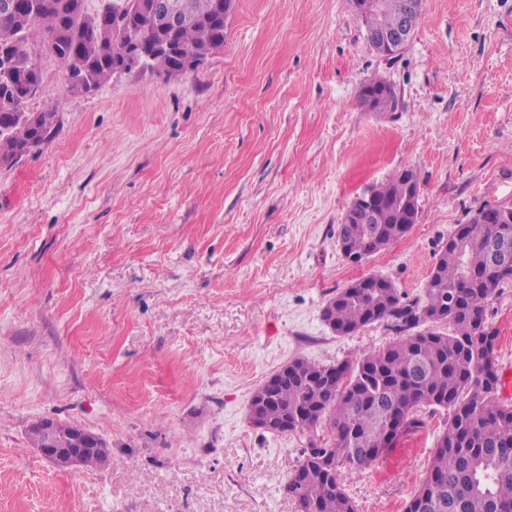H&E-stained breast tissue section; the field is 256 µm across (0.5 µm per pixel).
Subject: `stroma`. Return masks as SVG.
Instances as JSON below:
<instances>
[{"instance_id":"35a3bbf8","label":"stroma","mask_w":512,"mask_h":512,"mask_svg":"<svg viewBox=\"0 0 512 512\" xmlns=\"http://www.w3.org/2000/svg\"><path fill=\"white\" fill-rule=\"evenodd\" d=\"M224 31L194 71L87 94L37 56L27 109L60 122L0 166V512H294L307 438L255 428V389L393 341L383 322L336 335L325 303L369 274L421 295L456 225L512 201V0H424L393 61L351 0H236ZM374 77L397 111L362 104ZM405 167L417 223L351 264L347 205ZM488 313L505 374L512 284ZM43 418L97 434L106 461L55 467L29 439ZM442 426L345 472L358 512H402Z\"/></svg>"}]
</instances>
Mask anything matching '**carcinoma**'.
<instances>
[{"label":"carcinoma","mask_w":512,"mask_h":512,"mask_svg":"<svg viewBox=\"0 0 512 512\" xmlns=\"http://www.w3.org/2000/svg\"><path fill=\"white\" fill-rule=\"evenodd\" d=\"M0 11V157L21 158L49 141L58 122L51 109L40 122L19 119L41 86L32 46L53 56L67 72L95 87L112 79V64L136 42L149 48L163 33L151 15L112 13V4L86 12L84 0H11ZM189 21L173 35V53L146 62L150 70L183 74V59L224 48V20L213 0H176ZM409 0H384L385 24L397 27ZM388 84L374 78L360 98L372 112L398 107ZM420 189L411 168L397 171L366 190L380 205L369 222L339 224L348 253L369 259L377 239L389 244L416 221L404 201ZM505 203H485L458 225L446 248L434 254L424 296L412 299L391 282L385 288L339 291L322 315L332 331L347 335L380 321L398 338L336 364L296 359L258 387L249 411L274 434L309 435L284 491L306 512H356L342 483L346 469L366 470L400 431L426 426L420 409L445 413L428 468L403 512H512V402L501 397L497 331L487 306L512 272H500L488 249L494 240L512 242V226L487 215ZM325 429L326 436L318 435Z\"/></svg>","instance_id":"1"}]
</instances>
